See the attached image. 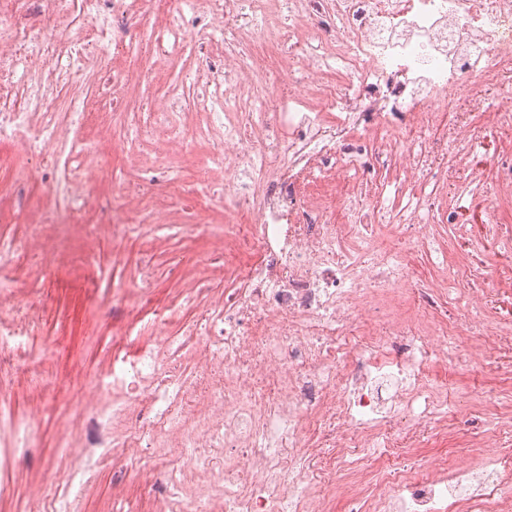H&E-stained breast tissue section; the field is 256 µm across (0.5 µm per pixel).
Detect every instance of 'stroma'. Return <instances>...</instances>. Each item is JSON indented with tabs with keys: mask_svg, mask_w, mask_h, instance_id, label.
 <instances>
[{
	"mask_svg": "<svg viewBox=\"0 0 512 512\" xmlns=\"http://www.w3.org/2000/svg\"><path fill=\"white\" fill-rule=\"evenodd\" d=\"M203 158V149H196L190 161L166 183L167 193L177 202V220L153 228L150 238L134 236L119 245L111 235H101L95 257L84 265L77 256L85 227L78 224L63 235L69 258L59 270L46 276L35 263L19 264L16 277L39 303L41 313L32 334L0 341V355L8 359L7 365L0 366V450L11 440V422L23 421L36 405L41 414L36 440L8 469H0V512H38L29 486L58 467L66 456L60 428L73 413L74 401L67 384L73 365H83L93 375L103 373L125 326H132L135 341L151 342L157 313L173 305H181L182 310L168 326L170 335L184 336L197 320L205 299L200 296L192 303L180 304L179 281L188 272L203 277L208 263L205 232L224 222L221 186L210 189L207 210L194 206L197 168ZM146 264L152 268V279L145 289L140 283V269ZM118 285L128 288L131 295L145 297L124 325L107 316L112 308V290ZM202 285L205 292L216 287L204 277ZM432 373L448 390V409L458 417V430L448 439L410 449L408 457L412 460L453 459L465 448L470 433L493 427L489 410L512 405L511 377L439 366L433 367ZM39 377L56 382L52 399H42L34 391ZM117 477L111 459L98 461L73 489L80 512H149L150 496L137 481H130L123 500H114L112 489Z\"/></svg>",
	"mask_w": 512,
	"mask_h": 512,
	"instance_id": "stroma-1",
	"label": "stroma"
}]
</instances>
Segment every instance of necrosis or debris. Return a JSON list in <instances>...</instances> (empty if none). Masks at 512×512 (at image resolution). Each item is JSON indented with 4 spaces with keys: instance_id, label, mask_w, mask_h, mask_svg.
<instances>
[{
    "instance_id": "4bbe7bcc",
    "label": "necrosis or debris",
    "mask_w": 512,
    "mask_h": 512,
    "mask_svg": "<svg viewBox=\"0 0 512 512\" xmlns=\"http://www.w3.org/2000/svg\"><path fill=\"white\" fill-rule=\"evenodd\" d=\"M199 94L154 92L130 50L175 61L189 32ZM512 75V0H0V141L20 145L10 197L27 233L0 243V330L34 331L39 308L14 269L60 253L56 231L93 194L97 150L81 128L123 148L149 138L150 164L173 174L188 149L199 182L224 180V227L207 237L220 291L191 330L194 378L173 360L168 315L112 380L75 368L69 452L48 485L72 486L112 456L131 471L142 449L166 470L136 471L155 512H512V425L472 434L452 462L401 466L402 450L455 433L430 368L512 375V264L487 271L479 245L512 243V90L490 123L481 100L451 113L468 81ZM492 143L493 167L477 162ZM481 192L487 216L448 207L449 177ZM39 184L44 208L31 204ZM121 183L96 221L114 241L170 221ZM453 227L450 246L432 227ZM432 256L428 279L408 254ZM252 255L246 267L227 263ZM392 461L378 467L374 449Z\"/></svg>"
}]
</instances>
